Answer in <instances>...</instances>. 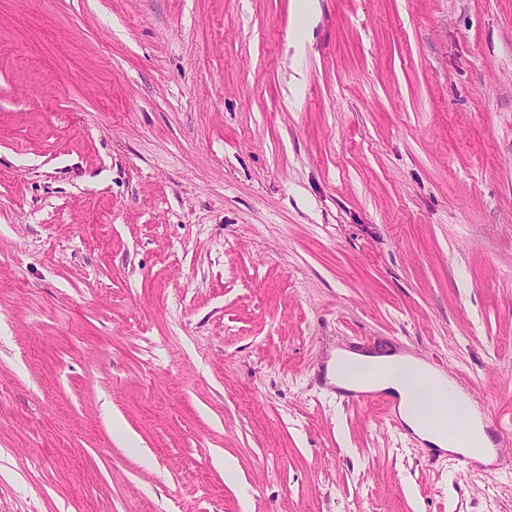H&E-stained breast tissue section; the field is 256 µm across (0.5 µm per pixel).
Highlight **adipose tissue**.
<instances>
[{
	"label": "adipose tissue",
	"mask_w": 512,
	"mask_h": 512,
	"mask_svg": "<svg viewBox=\"0 0 512 512\" xmlns=\"http://www.w3.org/2000/svg\"><path fill=\"white\" fill-rule=\"evenodd\" d=\"M377 370L381 376L372 380V389L387 391L399 398L398 410L404 424L423 441L440 451L462 452L463 446L449 438L446 431L437 429L422 421L416 414V407L422 399L416 389L414 377L417 372L427 371L441 397H449L460 405L459 415L471 422L481 446H489L490 440L481 423L480 414L473 403L455 386L445 374L428 369L423 361L407 356L395 357L339 351L326 367L327 376L337 387L357 389L365 372Z\"/></svg>",
	"instance_id": "adipose-tissue-1"
}]
</instances>
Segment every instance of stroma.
Here are the masks:
<instances>
[{
    "instance_id": "stroma-1",
    "label": "stroma",
    "mask_w": 512,
    "mask_h": 512,
    "mask_svg": "<svg viewBox=\"0 0 512 512\" xmlns=\"http://www.w3.org/2000/svg\"><path fill=\"white\" fill-rule=\"evenodd\" d=\"M301 3L0 0V512H512V0ZM381 370L383 376L364 383L363 373ZM418 371H425L434 382L439 397H451L460 405L459 415L464 421L471 420L478 443L481 447H490V440L481 423L480 414L473 403L455 386L445 374L432 369L423 361L407 357L384 356L363 353L337 351L326 367L327 377L337 387L346 389H375L389 391L399 397L398 410L404 424L423 441L446 452H464V445L448 437L445 430H439L422 421L416 415V406L422 394L416 389L414 377Z\"/></svg>"
}]
</instances>
